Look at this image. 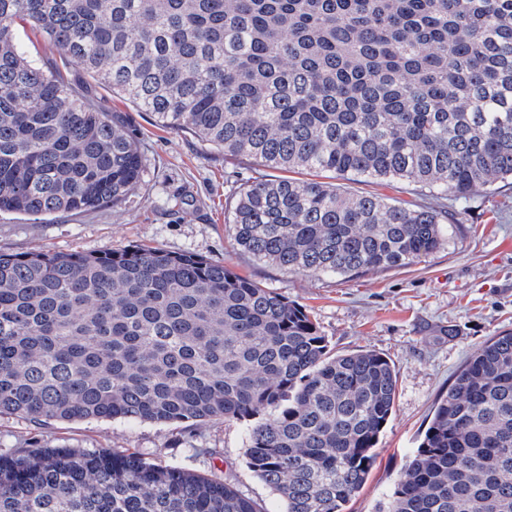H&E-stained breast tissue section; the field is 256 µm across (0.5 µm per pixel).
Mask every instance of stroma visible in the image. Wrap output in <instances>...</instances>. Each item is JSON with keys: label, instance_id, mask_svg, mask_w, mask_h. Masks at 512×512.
Returning a JSON list of instances; mask_svg holds the SVG:
<instances>
[{"label": "stroma", "instance_id": "35a3bbf8", "mask_svg": "<svg viewBox=\"0 0 512 512\" xmlns=\"http://www.w3.org/2000/svg\"><path fill=\"white\" fill-rule=\"evenodd\" d=\"M79 91L110 112H123L145 159L142 184L121 205L45 220L0 215V251L73 252L159 247L222 263L303 306L340 353L374 350L397 371L395 410L376 459L347 512H385L420 446L437 400L457 371L490 337L512 331V183L453 202L460 223L448 245L401 269L345 278L288 272L239 252L225 219L235 187L264 173L259 164L211 151L191 134L158 128L150 113L112 95L80 68ZM247 424L215 420L198 427L124 419L54 422L37 428L0 416V453L30 437L88 451L117 448L147 462L176 464L230 480L265 512L282 499L246 464Z\"/></svg>", "mask_w": 512, "mask_h": 512}]
</instances>
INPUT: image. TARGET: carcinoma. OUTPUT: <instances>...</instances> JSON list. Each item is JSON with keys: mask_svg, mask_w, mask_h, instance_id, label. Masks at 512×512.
<instances>
[{"mask_svg": "<svg viewBox=\"0 0 512 512\" xmlns=\"http://www.w3.org/2000/svg\"><path fill=\"white\" fill-rule=\"evenodd\" d=\"M44 35L36 64L16 26ZM288 172L406 180L425 206L288 176L235 191L237 249L296 274L407 267L448 201L512 178V0H0V213L125 202L145 159L123 112ZM397 389L370 350L333 354L285 295L202 256L136 246L0 253V415L248 422L246 463L285 512H344ZM0 512H264L216 476L134 453H0ZM387 512H512V332L438 401Z\"/></svg>", "mask_w": 512, "mask_h": 512, "instance_id": "carcinoma-1", "label": "carcinoma"}]
</instances>
